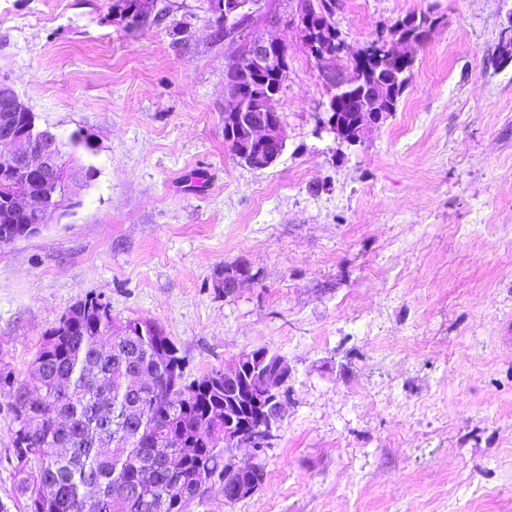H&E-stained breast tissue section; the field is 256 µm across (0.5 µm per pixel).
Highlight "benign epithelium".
<instances>
[{
	"label": "benign epithelium",
	"mask_w": 512,
	"mask_h": 512,
	"mask_svg": "<svg viewBox=\"0 0 512 512\" xmlns=\"http://www.w3.org/2000/svg\"><path fill=\"white\" fill-rule=\"evenodd\" d=\"M265 0H202L205 13L221 17L224 37L237 43L232 55L233 65L224 70V88L231 106L224 110V126L233 138L232 153L242 164L262 170L271 166L283 153L286 139L280 115L272 107L278 91L266 88L260 96L258 111H251L248 90L258 92L254 83L270 70L286 67L288 47L282 40H257L249 35L253 18L262 10ZM336 11V0H296V9L285 20L296 30L301 43L316 58H339L347 53L343 38L331 43L316 39L324 30L322 17ZM158 16L157 0H146L139 13L120 8V17L129 28H140ZM363 71H354L353 79L339 82L338 89L355 96L359 117L347 127L336 120L331 97L328 117L322 120L318 132H327L341 142L355 143L364 131L377 124L385 111L381 100L363 90ZM29 109L12 88L0 84V198L16 210L33 216L25 237L40 234L44 224L55 214H64L74 207L72 187L82 181L84 167L78 158L65 153L60 139L49 131L24 127L21 116ZM285 376L257 370L251 378L252 393L257 406L263 408L259 431L243 434L234 426L237 401L232 396L224 400V447L238 449L247 443L257 447L262 441L275 439L282 418L281 390Z\"/></svg>",
	"instance_id": "obj_1"
}]
</instances>
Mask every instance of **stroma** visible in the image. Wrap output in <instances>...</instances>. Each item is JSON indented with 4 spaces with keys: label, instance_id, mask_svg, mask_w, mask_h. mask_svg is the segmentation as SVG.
<instances>
[{
    "label": "stroma",
    "instance_id": "35a3bbf8",
    "mask_svg": "<svg viewBox=\"0 0 512 512\" xmlns=\"http://www.w3.org/2000/svg\"><path fill=\"white\" fill-rule=\"evenodd\" d=\"M126 28L116 0H0V83L84 136L76 205L0 246V371L28 378L86 298L163 328L198 377L261 347L290 370L265 472L189 512H512V0H338L349 57L288 44L270 167L224 140L225 41L201 0ZM443 22L395 111L360 142L317 134L353 53L405 15ZM246 274L232 293L225 268Z\"/></svg>",
    "mask_w": 512,
    "mask_h": 512
}]
</instances>
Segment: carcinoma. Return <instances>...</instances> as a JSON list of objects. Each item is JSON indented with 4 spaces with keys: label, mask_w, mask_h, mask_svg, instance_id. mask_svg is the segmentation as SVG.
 <instances>
[{
    "label": "carcinoma",
    "mask_w": 512,
    "mask_h": 512,
    "mask_svg": "<svg viewBox=\"0 0 512 512\" xmlns=\"http://www.w3.org/2000/svg\"><path fill=\"white\" fill-rule=\"evenodd\" d=\"M407 20L394 25L392 41L414 35L427 17ZM413 67L410 60L394 74L370 77L371 87L388 78L392 112ZM26 223L21 216L11 228L0 221V245L19 240ZM114 327L110 306L87 298L50 329L31 363L39 395H29V383L0 378L13 451L29 453L35 469L15 487L26 512H85L88 499L97 504L93 512H188L190 485L205 475L221 483L264 481L257 465L224 469V374L212 373L217 387L205 386L207 375L189 382L184 357L157 325L130 320L125 335ZM181 434L193 438L194 451L175 474L165 462L178 452Z\"/></svg>",
    "instance_id": "carcinoma-1"
}]
</instances>
